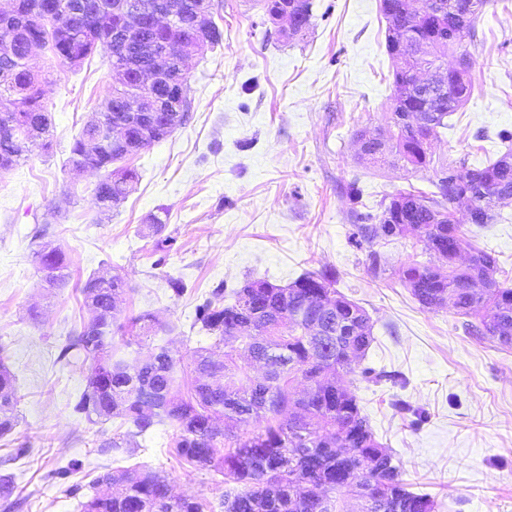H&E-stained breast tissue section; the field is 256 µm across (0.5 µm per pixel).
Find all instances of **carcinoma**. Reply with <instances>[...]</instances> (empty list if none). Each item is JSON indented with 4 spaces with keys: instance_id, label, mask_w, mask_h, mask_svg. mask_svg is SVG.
Wrapping results in <instances>:
<instances>
[{
    "instance_id": "1",
    "label": "carcinoma",
    "mask_w": 512,
    "mask_h": 512,
    "mask_svg": "<svg viewBox=\"0 0 512 512\" xmlns=\"http://www.w3.org/2000/svg\"><path fill=\"white\" fill-rule=\"evenodd\" d=\"M35 7L40 23L23 15L10 22L0 20V41L11 43V53H0V99L7 98L13 111L0 112V129L14 125L16 136L0 138V171L18 165L36 139L51 148L52 119L43 101L39 75L28 65V48L34 40H48L56 57L78 66L98 49L110 52L111 79L127 81L108 98L135 88V78L123 69L126 57L147 44L174 56L193 39L192 28L174 20L156 29L135 32L126 45L112 44V30L124 20L128 0H104L105 9L93 8L95 0H22ZM271 21L278 8L288 10L296 22L294 37L310 24L311 0H262ZM382 0L387 19L386 50L397 53L400 38L409 44L406 66L394 63L393 130L378 136L362 131L360 158L372 165L402 163L417 172L433 168L435 191H399L384 198L381 213L373 216L351 211L355 236L363 241L392 240L417 234L430 256L410 259L400 268L399 280L425 308L450 305L460 315H480L477 323L465 322V332L512 348V286L496 278L495 254L472 251L466 265L457 264L467 244L455 204L467 203L465 221L488 224L495 208L512 199V151L489 165L473 169L466 161L435 164L430 142L448 127V115L469 100L473 84L468 69L448 67V54H458L477 42L475 20L486 0ZM430 73L437 87L448 90L430 95L419 85L420 74ZM155 109L166 115L168 129L151 135L146 148L186 124L189 112L174 110L171 100L159 96ZM414 117L417 127L402 122ZM98 128L85 126L74 139L69 162L102 171L93 194L98 209L107 213L132 190L138 173L132 168L112 170V164L129 157L125 149L103 137L90 146ZM40 271L51 286L65 283V253L50 242L34 252ZM336 273L330 268L306 272L287 286L267 280H250L246 289L233 292L224 303L219 286L196 306L194 324L214 338V348H224L218 372L202 386L193 384L187 394L176 387L179 359L160 347L150 355L154 363L131 367L122 348L143 346L163 328L150 313L125 323L117 322L105 301L126 293L125 278L115 273L87 277L81 287L88 316L68 336L60 351L66 359L76 352L91 361L86 389L73 410L88 420L114 418L134 426L127 437L143 436L153 427L170 422L178 434L175 456L190 465L210 467L224 474L237 488L224 494V512H345V498L361 501V512H436L437 504L426 493L408 489L400 461L379 442L361 415L357 395L338 381L353 374L359 380L379 383L389 376L356 362L366 356L374 341L372 321L356 302L335 288ZM309 316L294 317L301 307ZM318 322L319 329L311 327ZM120 344H115L114 339ZM272 349L266 382L250 376L253 361ZM15 376L0 345V438L9 436L18 423ZM233 422L234 430L217 431L216 417ZM82 512H204L195 497H175L167 480L145 467L126 469L122 486L108 494H95L82 503Z\"/></svg>"
}]
</instances>
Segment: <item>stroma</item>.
I'll list each match as a JSON object with an SVG mask.
<instances>
[{"instance_id":"stroma-1","label":"stroma","mask_w":512,"mask_h":512,"mask_svg":"<svg viewBox=\"0 0 512 512\" xmlns=\"http://www.w3.org/2000/svg\"><path fill=\"white\" fill-rule=\"evenodd\" d=\"M211 19L224 41L186 62L188 123L128 159L139 181L106 216L93 197L100 172L75 171L68 158L112 91L110 55L96 52L77 68L48 52L31 61L52 114L53 148L33 142L24 161L0 174V345L16 378L19 418L0 439V476L17 486L0 512H81L99 476L136 465L165 475L173 494L224 512L229 484L172 455L173 424L108 448L117 423L73 412L88 365L59 353L87 315L80 285L89 274L125 277L120 318L148 311L163 325L144 347L126 348V361L169 348L185 391L196 379L195 350L212 343L192 323L213 288L253 279L285 286L324 267L372 319L365 365L398 376L357 383L355 393L413 491L431 494L442 512H512V349L469 336L456 310L424 308L400 283L405 261L428 257L422 238L351 241L347 183L362 190L356 207L373 214L398 191L433 189V171L372 166L358 156L356 132L389 128L394 63L381 0H313L310 26L294 40L281 36L260 0H214ZM475 26L473 95L449 115L432 152L481 168L506 151L498 133L512 129V0H488ZM497 212L492 223L467 225V235L472 247L496 255L500 279L512 284V201ZM155 215L165 224L159 234ZM41 235L66 254L63 287H46L34 263ZM162 238L171 245L160 252ZM172 277L185 283L182 295L172 294ZM400 401L407 411L397 409ZM417 410L428 418L413 428Z\"/></svg>"}]
</instances>
